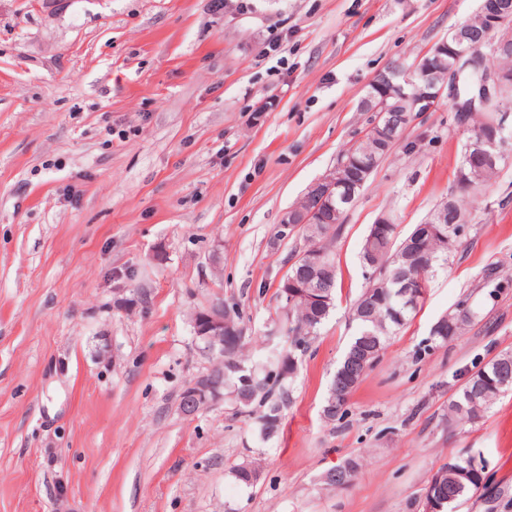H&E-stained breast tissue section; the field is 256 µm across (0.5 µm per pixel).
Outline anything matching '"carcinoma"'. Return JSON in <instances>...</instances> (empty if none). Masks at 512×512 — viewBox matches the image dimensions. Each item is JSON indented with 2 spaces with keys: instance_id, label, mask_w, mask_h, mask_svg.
<instances>
[{
  "instance_id": "1",
  "label": "carcinoma",
  "mask_w": 512,
  "mask_h": 512,
  "mask_svg": "<svg viewBox=\"0 0 512 512\" xmlns=\"http://www.w3.org/2000/svg\"><path fill=\"white\" fill-rule=\"evenodd\" d=\"M387 153L380 150L374 141L366 138L356 142L336 161L340 165L338 173L350 178V169L357 163L380 164ZM352 201L341 199L333 207L323 211L325 221L320 227L307 234V240L316 244V251L322 255L328 271L316 268L304 269L296 262L288 268V275L300 276L312 288H318L329 301L315 304L303 297L289 299L285 289H277L281 307L288 322L287 332L291 336V348L278 347L275 333H270L267 340L273 342L265 361L261 364H248L241 358L244 341H239L232 348L224 349L220 355L218 367L213 375L224 383V400L234 405L238 411L248 413L255 403L267 405V411L260 416L259 433L270 438L268 417L281 416L282 410L290 402L291 384L297 371L294 349L304 346L317 332L335 307L338 277L337 267L328 240L338 236L344 223L345 213ZM400 240L393 244L384 241H364L362 251L370 254L369 261L362 262L368 274L369 287L357 298L353 305L355 332L348 344L342 361L334 374L325 398L323 415L333 421L346 413V406L352 393L359 386L368 368L375 358L365 359V355L375 349L383 350L390 333L406 324L410 315L416 311L410 297L402 294L396 282L400 269L407 268L404 251L399 249ZM416 252L426 259L429 268L426 275H431L437 268L449 263L455 256L457 248L448 246V239L438 236L422 238ZM477 316V311L468 305H461L456 312L448 315V331L436 332L432 338L439 343L459 335L464 326ZM252 378V384L244 387L239 381L242 374ZM509 377L508 384H502L501 375ZM512 392V352L496 354L486 364L474 371L460 386L455 398L449 404L455 415L474 422L491 408L502 395ZM354 464L348 459L343 464L328 470L323 476V484H339L348 477L346 468ZM256 470L253 462H242L230 468L234 480L245 487L253 486L248 480V471ZM488 477L480 469L469 467L466 459H454L442 465L431 480L433 496L438 501L439 512H457V508L468 500L470 494L486 486Z\"/></svg>"
}]
</instances>
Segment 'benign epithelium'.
I'll return each mask as SVG.
<instances>
[{
  "instance_id": "obj_1",
  "label": "benign epithelium",
  "mask_w": 512,
  "mask_h": 512,
  "mask_svg": "<svg viewBox=\"0 0 512 512\" xmlns=\"http://www.w3.org/2000/svg\"><path fill=\"white\" fill-rule=\"evenodd\" d=\"M512 13V4L501 0L492 13H485L486 35L479 41L464 30H457L449 38L432 46L413 64L395 62L373 81L360 107L374 114L369 136L382 144L392 145L412 123V114L428 112L442 94L454 102L455 118L462 127L469 126L472 113H493L489 129L472 139L467 146L468 155L485 167H496L504 160L502 145L512 117V103L502 95L512 90V72L487 66L495 53L505 48L510 36H501L500 24ZM448 55V80L435 79V63ZM411 101V109L400 107V101ZM366 173L361 171L348 182L342 181L336 169L308 185L303 196L317 201L309 210L291 209L283 218L285 224H317L319 208L330 205L335 196L343 192L352 197L363 186ZM456 219L448 214V201H443L429 215L424 228L429 232L445 233ZM194 343L204 342L211 351L224 349V334L236 330L224 318V304L210 299L198 309L192 322ZM224 385L210 372L198 374L184 389L183 415L189 418L224 402Z\"/></svg>"
}]
</instances>
